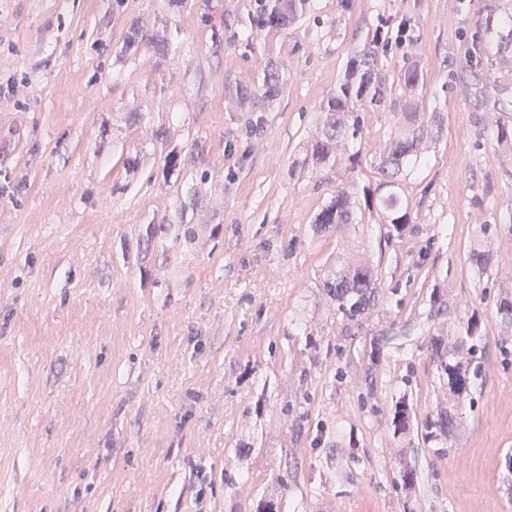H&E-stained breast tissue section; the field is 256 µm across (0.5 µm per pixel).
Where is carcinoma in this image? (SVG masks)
Segmentation results:
<instances>
[{"label": "carcinoma", "mask_w": 512, "mask_h": 512, "mask_svg": "<svg viewBox=\"0 0 512 512\" xmlns=\"http://www.w3.org/2000/svg\"><path fill=\"white\" fill-rule=\"evenodd\" d=\"M311 9V0H249V26L253 36L263 40L267 62L259 85L244 87L229 84L227 93L243 104L247 112H264L283 90L279 66L273 58L274 42L288 33V27L299 21ZM481 26L487 32L499 33L496 45L489 53L504 59L512 51V14L499 12L488 6L482 15ZM176 26L174 16H166L159 27L147 31L135 21L126 29L120 54L129 56L147 46L161 58L170 50L168 34ZM378 43L374 37L360 49L353 51L344 77L336 92L321 105L315 135L306 145L301 167L313 168L319 174L329 173L345 164L351 179L336 185L329 199L311 225L317 235L335 232L339 228L364 224L378 219L386 228L384 240L390 244L405 238L412 230L413 216L408 202L401 194L402 182L418 167L423 147L442 133L440 117L436 112H422L416 102V90L421 81L419 64L412 61L401 71L396 97L399 112L394 133L380 146L376 160L371 164L375 181H358L362 168L360 150L355 144L362 138L364 106L384 99L387 80L378 66ZM321 299L341 316L345 329L359 328L379 305L384 295L382 269L365 257L336 253L327 273L316 284ZM389 337L373 336L366 353L365 372L384 357ZM428 351L438 375L446 378L453 390L467 387L470 376L469 362L459 359L448 363V339L433 336ZM413 409L404 401L395 404L392 425L394 432L410 429ZM456 425V417L446 407H438L426 414L424 428L428 439H448ZM288 482L278 477L266 487L253 505L252 512H281Z\"/></svg>", "instance_id": "cac0c4a2"}]
</instances>
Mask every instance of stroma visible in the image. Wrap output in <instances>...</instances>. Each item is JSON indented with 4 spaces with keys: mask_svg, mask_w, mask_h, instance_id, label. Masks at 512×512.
Segmentation results:
<instances>
[{
    "mask_svg": "<svg viewBox=\"0 0 512 512\" xmlns=\"http://www.w3.org/2000/svg\"><path fill=\"white\" fill-rule=\"evenodd\" d=\"M491 1L512 12V0H313L276 43L281 95L247 112L224 81L255 85L266 63L248 0L180 8L163 62L117 53L130 22L152 25L168 0H0V512H250L279 473L286 512H512V325L497 312L512 294V146L496 140L512 124V63L483 104L489 64L474 54ZM375 35L388 83L417 60L419 105L443 124L404 187L414 229L385 247L375 223L312 236L349 173L294 167ZM397 110L391 94L366 107L363 155ZM129 111L169 126L164 147L126 128ZM191 193L197 206L181 209ZM151 224L167 232L149 242ZM487 240L480 273L470 255ZM341 245L380 263L387 292L351 331L315 288ZM471 316L480 374L454 394L427 343L456 342ZM380 333L399 351L368 374ZM311 335L331 351L304 380ZM259 400L261 419L246 417ZM400 400L415 411L404 434ZM440 405L457 426L424 439ZM247 432L263 450L245 471Z\"/></svg>",
    "mask_w": 512,
    "mask_h": 512,
    "instance_id": "35a3bbf8",
    "label": "stroma"
}]
</instances>
